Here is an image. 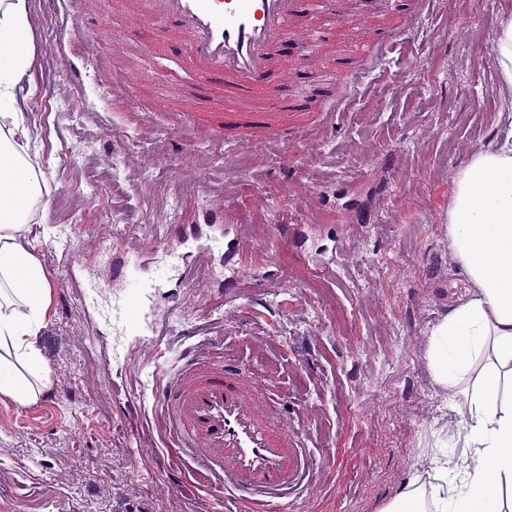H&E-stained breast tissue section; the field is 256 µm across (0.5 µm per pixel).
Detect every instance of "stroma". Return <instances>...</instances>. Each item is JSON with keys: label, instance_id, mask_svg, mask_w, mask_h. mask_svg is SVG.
<instances>
[{"label": "stroma", "instance_id": "stroma-1", "mask_svg": "<svg viewBox=\"0 0 512 512\" xmlns=\"http://www.w3.org/2000/svg\"><path fill=\"white\" fill-rule=\"evenodd\" d=\"M394 21L422 22L386 49V81L368 80L318 137L237 146L174 123L207 111L174 33L132 0H33L35 62L17 89L29 154L49 194L33 213L31 250L50 299L40 347L50 383L36 403L0 396V504L6 512H204L171 481L157 453L167 436L149 380L163 377L184 324L231 348L242 368H276L274 393L313 409L306 445L316 477L290 512H378L408 480L431 473L434 432L447 426L455 461L463 408L433 381L425 358L433 326L464 299L448 207L456 172L495 133L503 107L492 53L512 0H385ZM360 35L328 28L321 57L292 70L288 91L317 109L348 92L319 91L324 58L353 69ZM163 224H231L248 238L225 290L211 252L185 303L169 317V357L126 339L112 358V325L89 313L114 292L112 263L141 262ZM143 398L137 420L116 412L113 384Z\"/></svg>", "mask_w": 512, "mask_h": 512}]
</instances>
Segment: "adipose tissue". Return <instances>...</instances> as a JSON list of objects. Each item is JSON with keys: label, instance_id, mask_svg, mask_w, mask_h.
I'll list each match as a JSON object with an SVG mask.
<instances>
[{"label": "adipose tissue", "instance_id": "ef3b65f1", "mask_svg": "<svg viewBox=\"0 0 512 512\" xmlns=\"http://www.w3.org/2000/svg\"><path fill=\"white\" fill-rule=\"evenodd\" d=\"M29 0H0V395L36 402L49 378L38 334L49 301L26 226L44 188L19 140L15 91L34 62ZM492 50L512 99V13ZM448 235L472 292L431 331L427 361L449 401L463 400L472 463L439 460L431 481L411 479L380 512H512V111L454 178Z\"/></svg>", "mask_w": 512, "mask_h": 512}]
</instances>
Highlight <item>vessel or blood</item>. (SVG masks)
Here are the masks:
<instances>
[{
	"instance_id": "b4317fda",
	"label": "vessel or blood",
	"mask_w": 512,
	"mask_h": 512,
	"mask_svg": "<svg viewBox=\"0 0 512 512\" xmlns=\"http://www.w3.org/2000/svg\"><path fill=\"white\" fill-rule=\"evenodd\" d=\"M141 16L157 27L177 32L182 54L210 92L235 93L237 104L215 102L207 116L189 112L186 124L225 144L242 143L244 134L285 141L308 132L306 102L287 96L288 74L276 71V50L292 40L300 47L320 40L318 26L295 31L299 0H134ZM414 27L413 17L401 26H382L360 48L364 68L379 67L384 49ZM260 94L269 109H243L242 101ZM213 243L224 251V264L237 267L243 256L239 238L221 228ZM170 269L141 265L129 273L114 263L119 292L112 300V326L119 338L114 352L133 336L161 348L168 329L150 305L168 270L189 285L196 257L171 255ZM273 375L253 377L242 371L227 350L201 343L179 351L165 381L152 397L160 408L174 461L190 466L195 491L205 500L218 499L222 512H288L290 490L309 468L306 443L299 436L300 411L288 409L269 395Z\"/></svg>"
}]
</instances>
